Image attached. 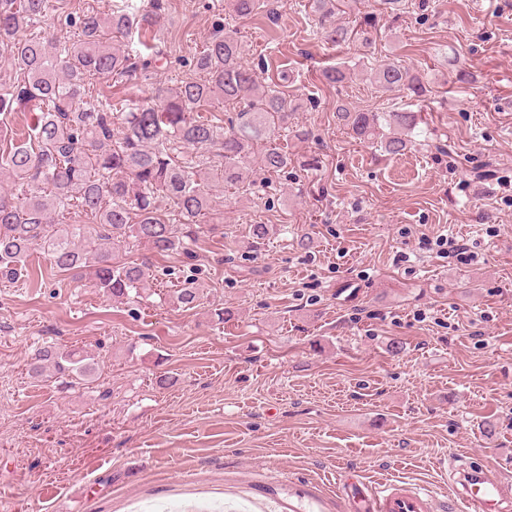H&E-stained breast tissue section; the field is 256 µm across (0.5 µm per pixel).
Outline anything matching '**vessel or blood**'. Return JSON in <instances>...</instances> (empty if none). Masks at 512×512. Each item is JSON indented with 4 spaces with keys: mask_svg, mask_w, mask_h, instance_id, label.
<instances>
[{
    "mask_svg": "<svg viewBox=\"0 0 512 512\" xmlns=\"http://www.w3.org/2000/svg\"><path fill=\"white\" fill-rule=\"evenodd\" d=\"M459 483L466 512H500L504 503L512 501V482L495 468L483 466L460 473ZM338 492L349 512H446L448 508L447 501L401 479L366 489L342 481Z\"/></svg>",
    "mask_w": 512,
    "mask_h": 512,
    "instance_id": "1",
    "label": "vessel or blood"
}]
</instances>
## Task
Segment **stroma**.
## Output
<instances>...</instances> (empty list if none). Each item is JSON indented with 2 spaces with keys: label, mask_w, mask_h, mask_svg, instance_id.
<instances>
[{
  "label": "stroma",
  "mask_w": 512,
  "mask_h": 512,
  "mask_svg": "<svg viewBox=\"0 0 512 512\" xmlns=\"http://www.w3.org/2000/svg\"><path fill=\"white\" fill-rule=\"evenodd\" d=\"M413 2L395 16L348 0L334 20L369 30L364 56L326 42L309 0H264L249 18L228 0H167L155 73L94 82L88 106L151 102L195 78L224 26L262 83L287 72L309 131L288 151L320 162L214 188L190 254L122 250L152 266L140 296L71 281L38 249L28 276L0 277V512H345L344 474L455 505L453 469L512 477V0ZM118 3L56 0L34 33L71 46L66 15ZM384 56L427 87L423 134L398 156L334 115L340 99L409 105L370 81ZM339 63L350 78L335 89L321 74ZM252 224L269 226L262 244ZM441 235L477 262L442 255ZM191 278L206 298L174 305ZM46 345L98 355L97 379L31 378Z\"/></svg>",
  "instance_id": "1"
}]
</instances>
